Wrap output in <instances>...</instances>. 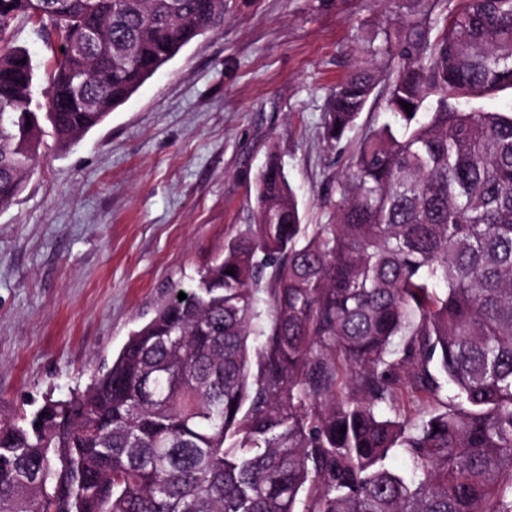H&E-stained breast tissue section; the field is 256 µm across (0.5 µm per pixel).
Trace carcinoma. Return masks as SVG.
Returning a JSON list of instances; mask_svg holds the SVG:
<instances>
[{"label": "carcinoma", "mask_w": 512, "mask_h": 512, "mask_svg": "<svg viewBox=\"0 0 512 512\" xmlns=\"http://www.w3.org/2000/svg\"><path fill=\"white\" fill-rule=\"evenodd\" d=\"M415 2L371 38L388 120L330 222L301 223L270 156L256 223L186 299L172 285L86 390L0 422V512H512V111L473 106L512 89V0ZM19 15L57 41L43 102ZM223 21L224 0H0V209L41 120L73 147ZM375 80L336 85L330 143Z\"/></svg>", "instance_id": "1"}]
</instances>
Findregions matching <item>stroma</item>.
Segmentation results:
<instances>
[{
  "mask_svg": "<svg viewBox=\"0 0 512 512\" xmlns=\"http://www.w3.org/2000/svg\"><path fill=\"white\" fill-rule=\"evenodd\" d=\"M411 0H224L223 25L146 80L75 147L44 130L35 168L0 210V421L82 391L169 296L252 221L277 154L301 221L327 223L348 153L386 120L387 62L340 148L325 137L333 86ZM34 92L56 50L18 16Z\"/></svg>",
  "mask_w": 512,
  "mask_h": 512,
  "instance_id": "obj_1",
  "label": "stroma"
}]
</instances>
